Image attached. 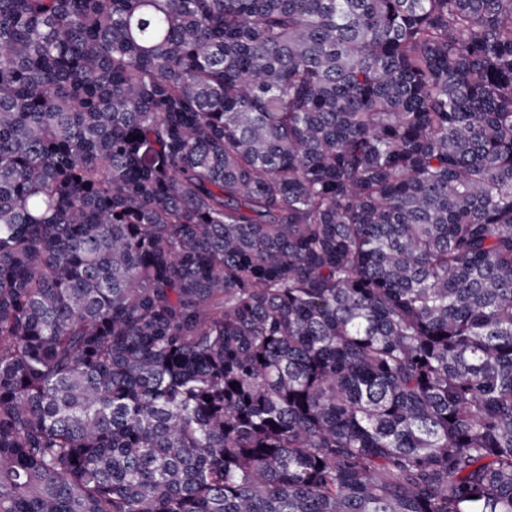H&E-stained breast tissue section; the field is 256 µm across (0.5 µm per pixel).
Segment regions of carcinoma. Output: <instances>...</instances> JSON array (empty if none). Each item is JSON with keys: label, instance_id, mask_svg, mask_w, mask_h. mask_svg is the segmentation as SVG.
Wrapping results in <instances>:
<instances>
[{"label": "carcinoma", "instance_id": "carcinoma-1", "mask_svg": "<svg viewBox=\"0 0 512 512\" xmlns=\"http://www.w3.org/2000/svg\"><path fill=\"white\" fill-rule=\"evenodd\" d=\"M0 512H512V0H0Z\"/></svg>", "mask_w": 512, "mask_h": 512}]
</instances>
